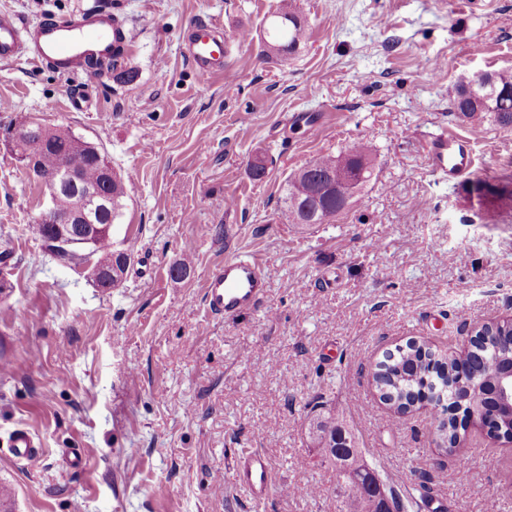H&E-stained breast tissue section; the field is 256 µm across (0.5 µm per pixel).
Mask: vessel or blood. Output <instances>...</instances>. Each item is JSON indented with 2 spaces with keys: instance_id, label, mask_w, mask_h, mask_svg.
<instances>
[{
  "instance_id": "1",
  "label": "vessel or blood",
  "mask_w": 512,
  "mask_h": 512,
  "mask_svg": "<svg viewBox=\"0 0 512 512\" xmlns=\"http://www.w3.org/2000/svg\"><path fill=\"white\" fill-rule=\"evenodd\" d=\"M132 43V30L108 9L35 23L23 22L12 12L0 11L1 62H32L63 75H73L86 72L93 60L130 48ZM228 47L222 25L214 22L195 25L182 40L184 54L204 77L223 74ZM474 144V137L441 130L428 142L430 169L451 182L473 176L478 170ZM263 288L258 262L238 256L225 261L208 277L204 300L212 314L237 315L255 307ZM9 442L19 459L30 465L39 462V444L28 431H13ZM235 475L240 484L249 488L255 502L266 500L272 486V472L260 450L242 451L236 458Z\"/></svg>"
}]
</instances>
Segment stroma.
<instances>
[{"label":"stroma","mask_w":512,"mask_h":512,"mask_svg":"<svg viewBox=\"0 0 512 512\" xmlns=\"http://www.w3.org/2000/svg\"><path fill=\"white\" fill-rule=\"evenodd\" d=\"M278 4L0 0L27 23L108 5L136 35L129 83L0 62V512H339L314 443L330 416L383 460L388 484L426 485V512H486L493 499L512 512L496 496L512 485L511 443L471 423L448 452L427 411L400 417L370 377L395 347L458 354L468 324L512 316V222L426 159L432 133L469 132L448 112L457 81L512 67V0H297L308 40L285 60L259 40ZM201 21L253 35L222 76L201 78L181 51ZM31 117L98 144L121 173L112 242L131 262L118 286L97 287L31 233L40 189L7 137ZM358 141L376 179L350 209L304 231L281 223L287 177ZM475 152L493 181L512 182V130L486 127ZM240 255L266 291L248 313L213 315L206 279ZM184 260L189 275L173 278ZM22 427L40 442L37 465L7 443ZM244 448L270 461L260 505L234 480Z\"/></svg>","instance_id":"35a3bbf8"}]
</instances>
